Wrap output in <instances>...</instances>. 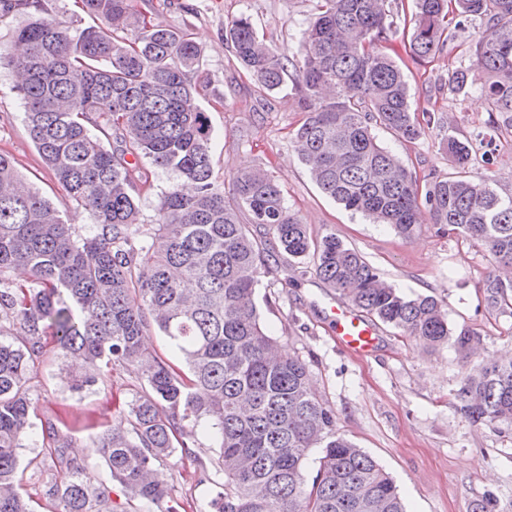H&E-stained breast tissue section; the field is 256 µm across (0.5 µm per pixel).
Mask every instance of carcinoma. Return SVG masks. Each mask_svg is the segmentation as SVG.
I'll return each mask as SVG.
<instances>
[{"label": "carcinoma", "mask_w": 512, "mask_h": 512, "mask_svg": "<svg viewBox=\"0 0 512 512\" xmlns=\"http://www.w3.org/2000/svg\"><path fill=\"white\" fill-rule=\"evenodd\" d=\"M391 2L318 0L290 57L275 53L247 16L227 24L226 39L259 87L294 81L307 113L296 149L325 195L405 239L427 215L512 267V195L468 174L478 163L470 143L442 135L460 175L432 180L421 194L417 177L377 141V127L408 142L443 128L412 108L406 75L387 51L399 31ZM79 8L101 24L73 28L42 8L16 31L24 53L0 47L29 137L60 189L58 201L46 198L0 153V512H32L19 450L35 436L30 382L49 336L57 355L79 364L78 388L116 365L146 382L127 404L125 424L89 444L144 512H175L164 507L168 486L154 466L179 448L190 452L202 422L214 432L224 474L212 512H406L393 479L336 434L306 363L279 353L262 324L256 288L269 259L239 212L402 335L468 354L476 333L451 328L439 300L405 295L335 235L312 239L269 171H239L224 193L211 163L212 130L188 81L201 62L191 34L153 23L131 0H79ZM455 10L456 26L477 20L484 31L472 63L448 73V93L479 88L487 110L512 128V0H455ZM410 24L411 54L436 55L448 0H414ZM145 161L172 176L148 233L136 190L148 179ZM71 205L93 219L89 234L63 219ZM19 269L32 280H12ZM482 288L487 306L512 304V279L493 273ZM154 327L185 369L146 344ZM457 396L472 421L511 425L512 360L472 369ZM41 433L57 472L43 489L54 512H111L109 486L94 484L70 457L71 437L51 418ZM312 448L322 456L308 480L303 461Z\"/></svg>", "instance_id": "carcinoma-1"}]
</instances>
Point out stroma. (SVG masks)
<instances>
[{
  "label": "stroma",
  "instance_id": "obj_1",
  "mask_svg": "<svg viewBox=\"0 0 512 512\" xmlns=\"http://www.w3.org/2000/svg\"><path fill=\"white\" fill-rule=\"evenodd\" d=\"M135 10L167 27L184 29L199 45L203 64L190 73L192 86L212 129L210 153L219 182H230L245 168H266L280 184L287 206L310 235L333 234L358 251L385 279L408 296L441 300L451 325L475 331L476 352L453 346L428 347L383 324L376 343L359 355L336 341L330 306L347 301L313 273L280 251L275 240L265 248L271 271L256 292L261 320L281 348L305 361L315 392L334 411L336 431L374 458L395 480L407 512H472L486 496L494 512H512V425L472 424L455 397L464 376L479 365L512 355V312L487 307L482 282L494 263L486 249L461 235L439 233L436 225H418L412 239L374 224L327 197L312 182L299 159L294 134L306 115L291 85L268 92L259 87L234 56L225 39L226 24L251 18L270 47L294 50L315 0H131ZM480 23L453 30L435 57L416 60L402 38L392 55L404 70L414 108L431 112L470 142L484 161L477 171L497 191L512 193V129L494 123L479 91L449 95L451 69L469 66ZM8 68L0 67V152L47 197L58 188L31 141L20 95ZM383 147L396 154L419 181L456 175L437 132L407 142L377 129ZM67 361L48 354L36 364L31 392L38 418L52 417L72 437L69 453L90 476L103 479V459L87 443L119 424L127 402L144 390L143 381L113 367L95 384L72 388ZM191 454L158 464L171 503L178 512H209L224 475L216 467L219 450L211 429L200 425ZM42 442L20 451L23 492L34 512H52L42 495L52 470Z\"/></svg>",
  "mask_w": 512,
  "mask_h": 512
}]
</instances>
